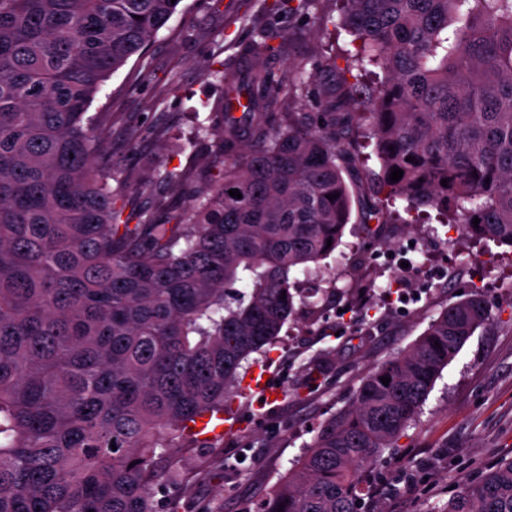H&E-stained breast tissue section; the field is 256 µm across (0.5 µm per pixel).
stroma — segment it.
<instances>
[{
    "label": "stroma",
    "mask_w": 512,
    "mask_h": 512,
    "mask_svg": "<svg viewBox=\"0 0 512 512\" xmlns=\"http://www.w3.org/2000/svg\"><path fill=\"white\" fill-rule=\"evenodd\" d=\"M182 0L146 53L132 57L102 85L88 113H110L112 187L123 190L130 223L145 214L181 212L198 177L211 166L213 137L196 149L187 141L198 128L202 102L224 96L220 72L243 62L244 49L262 33H278V54L263 63L303 71L316 89L340 77L369 87L353 57L358 45L334 34L341 14L336 0ZM335 59V70L321 61ZM172 168L184 185L172 191L158 178ZM373 200L356 196L342 245L312 273L293 275L299 287L321 285L320 308H301L287 322L257 367L282 390L268 404L248 386L232 402L236 427L214 440L173 452L172 478L155 493L157 512H254L312 441L316 429L349 406L362 378L403 352L431 319L462 292L473 273L486 283L489 322L464 343L436 380L422 412L396 448L364 479L360 512H442L463 477L512 456V249L467 236L460 225L398 224L377 240L364 214ZM423 245L425 276H404L406 242ZM414 293L409 308L380 295L387 283Z\"/></svg>",
    "instance_id": "1"
}]
</instances>
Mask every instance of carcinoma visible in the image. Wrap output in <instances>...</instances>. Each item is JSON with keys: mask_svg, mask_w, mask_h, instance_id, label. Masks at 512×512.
Masks as SVG:
<instances>
[{"mask_svg": "<svg viewBox=\"0 0 512 512\" xmlns=\"http://www.w3.org/2000/svg\"><path fill=\"white\" fill-rule=\"evenodd\" d=\"M181 2L0 0V512H155L162 462L196 440L188 423L231 411L242 363L297 314L290 274L341 244L352 192L385 195L382 224L400 199L512 248V0H345L355 62L386 79L327 96L301 71L223 72L218 173L188 210L126 223L87 110ZM363 139L381 172L351 189ZM490 317L477 292L444 307L258 512H359L363 473ZM443 512H512V459Z\"/></svg>", "mask_w": 512, "mask_h": 512, "instance_id": "1", "label": "carcinoma"}]
</instances>
